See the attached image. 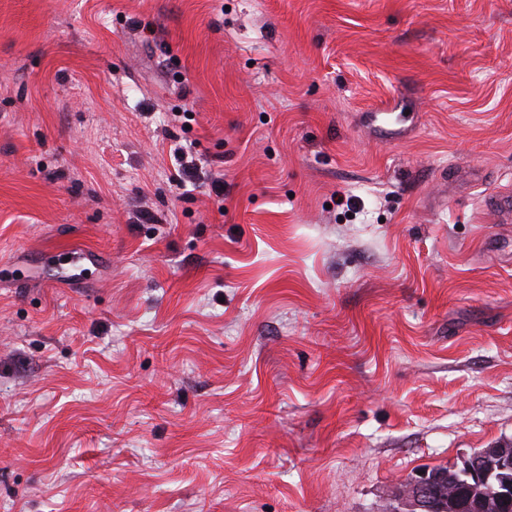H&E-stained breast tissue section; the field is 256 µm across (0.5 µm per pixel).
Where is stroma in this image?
<instances>
[{
  "label": "stroma",
  "instance_id": "35a3bbf8",
  "mask_svg": "<svg viewBox=\"0 0 512 512\" xmlns=\"http://www.w3.org/2000/svg\"><path fill=\"white\" fill-rule=\"evenodd\" d=\"M508 193L512 0H0V512H396L512 444ZM435 472L440 478L439 497L436 500V510L433 512H467L468 509H460L465 500H459V486L461 470H448L439 468ZM434 473H422L410 478L401 488L397 500L404 506V512H430L431 496L435 492V484L438 477ZM448 493L453 494L454 501H448Z\"/></svg>",
  "mask_w": 512,
  "mask_h": 512
}]
</instances>
